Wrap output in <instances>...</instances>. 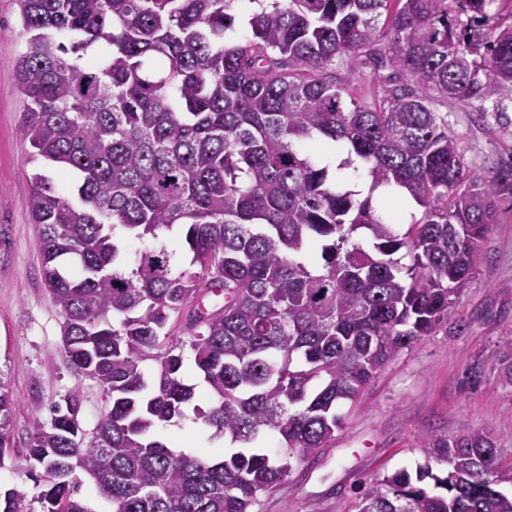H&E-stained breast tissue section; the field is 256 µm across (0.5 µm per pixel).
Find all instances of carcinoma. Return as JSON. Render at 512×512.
Wrapping results in <instances>:
<instances>
[{"instance_id": "cac0c4a2", "label": "carcinoma", "mask_w": 512, "mask_h": 512, "mask_svg": "<svg viewBox=\"0 0 512 512\" xmlns=\"http://www.w3.org/2000/svg\"><path fill=\"white\" fill-rule=\"evenodd\" d=\"M238 2L18 0L19 133L33 158L78 175L65 191L30 182L42 279L72 368L105 401L90 433L73 392L30 435L40 512H249L293 458L336 439L338 409L378 370L448 323L498 200L512 199V161L477 173L436 112L512 100V26L489 31L493 0H454L464 21L446 0H250L246 32ZM338 63L388 71L383 96L355 98ZM323 143L365 163L367 195L302 149ZM381 186L422 209L402 235L373 206ZM176 228L188 268L174 271L163 244L124 257L119 235ZM190 406L222 453L161 439ZM12 408L0 383V462ZM269 433L283 450L266 448ZM418 448L424 463L371 480L356 512H512V467L486 433L430 432ZM0 512L35 510L11 488Z\"/></svg>"}]
</instances>
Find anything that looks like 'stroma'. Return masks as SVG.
<instances>
[{
	"label": "stroma",
	"mask_w": 512,
	"mask_h": 512,
	"mask_svg": "<svg viewBox=\"0 0 512 512\" xmlns=\"http://www.w3.org/2000/svg\"><path fill=\"white\" fill-rule=\"evenodd\" d=\"M21 45L18 2L0 0V386L15 400L13 450L0 467V488L32 499L38 490L23 472L26 442L48 421L50 406L78 393L80 420L90 431L104 403L97 383L73 371L62 348L63 319L41 276L28 195L42 166L18 132L27 106L16 79ZM440 111L477 171L512 155V111L490 108L479 117L459 102ZM498 218L480 268L450 314L466 329L439 328L383 366L355 402L342 406L345 425L335 440L316 457L293 461L288 480L260 495L251 512H354L362 483L422 461L417 441L430 431H483L512 455V375L495 357L512 337V199H501ZM474 368L480 377L472 382Z\"/></svg>",
	"instance_id": "35a3bbf8"
}]
</instances>
